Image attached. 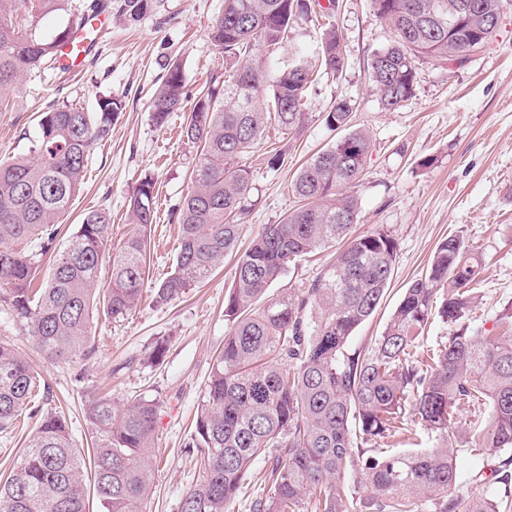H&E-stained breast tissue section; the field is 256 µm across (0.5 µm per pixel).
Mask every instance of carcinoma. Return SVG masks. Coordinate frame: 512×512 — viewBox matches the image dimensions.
<instances>
[{
  "instance_id": "carcinoma-1",
  "label": "carcinoma",
  "mask_w": 512,
  "mask_h": 512,
  "mask_svg": "<svg viewBox=\"0 0 512 512\" xmlns=\"http://www.w3.org/2000/svg\"><path fill=\"white\" fill-rule=\"evenodd\" d=\"M465 0H372L394 29V40L371 58L370 77L382 107L392 110L412 95L418 58L447 61L473 42L483 47L497 24L464 14L448 28V9ZM157 0H119L118 17L136 22ZM320 10L328 19L319 60L340 75L345 56L333 24L338 0ZM69 0H0V112L11 108L21 74L59 61L72 43L70 23L44 37L20 14L41 19L68 9ZM309 0H224L210 38L224 52V73L210 77L184 118L183 136L197 146L192 187L174 217L179 224L173 271L155 285L152 301L167 305L205 282L231 254L232 287L224 301V347L215 356L198 408L191 447L202 478L186 493L180 512H229L254 461L276 452L271 495L250 502V512H459L454 460L512 452V336L473 330L475 285L482 261L464 238L436 247L424 276L405 289L381 334L351 347L352 337L383 299L392 278L397 241L387 229L354 236L370 136L351 126L347 100L324 117L344 134L301 166L291 182L300 205L267 224L245 250L238 248L252 190L241 157L267 127L295 137L305 112L312 72L300 58L267 77L264 54L289 38ZM165 73L150 102L156 126L185 109L181 62ZM267 97L257 104L256 94ZM121 100L102 95L97 110L58 105L39 114L29 154L0 161V296L36 347L51 360L86 354L94 315L119 322L143 300L148 240L155 214V182L140 181L127 203L133 232L108 247L111 214L84 215L52 259L45 287L34 282L55 225L80 192L91 144L111 131ZM40 240V253L16 248ZM336 248L325 272L304 288L270 286L308 254ZM109 261L108 284L100 281ZM455 326L432 349L420 345L428 323ZM40 380L30 363L0 343V429L6 431L37 397ZM467 410L464 428L458 413ZM85 414L95 442L77 448L65 418L47 412L5 479L3 512H87L85 472L107 512H144L153 484L149 454L158 419L155 402L139 398L122 408L98 397ZM415 421L411 430L405 419ZM406 431L427 437L429 448H390ZM508 493L484 490L464 512H501Z\"/></svg>"
}]
</instances>
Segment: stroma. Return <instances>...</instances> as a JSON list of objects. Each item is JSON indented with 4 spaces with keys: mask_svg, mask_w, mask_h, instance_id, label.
<instances>
[{
    "mask_svg": "<svg viewBox=\"0 0 512 512\" xmlns=\"http://www.w3.org/2000/svg\"><path fill=\"white\" fill-rule=\"evenodd\" d=\"M224 0H159L154 12L135 23H121L105 11L87 25L94 44L75 70L62 66L24 73L13 110L0 112V160L26 153L38 131V115L52 104L95 111L98 95L122 99L126 107L112 121L110 136L89 153L85 183L62 216L53 250L64 247L83 215L96 208L112 213V241L120 243L133 226L126 203L139 181H156V221L150 234L146 287L171 272L178 225L171 215L190 187L196 161L192 143L181 135V117L156 126L147 108L167 59L179 60L188 91L224 70V56L209 37ZM336 24L343 39L342 75L318 74L308 91L309 121L296 140L269 130L243 162L252 176L251 210L244 217L241 246L264 225L278 223L296 208L289 184L298 168L335 143L341 133L323 117L342 100H353V126L369 131L371 149L357 188L360 235L384 227L399 243L393 277L376 314L356 332L361 346L380 335L405 288L425 273L436 246L460 235L483 260L475 329H492L512 303V7L502 13L484 48L464 62L418 59L413 94L395 110L382 108L369 79L373 54L394 34L372 0H340ZM318 21L303 20L290 44L268 59L269 75L290 64L295 54L316 62ZM433 157L430 168L420 161ZM235 259L181 299L157 306L151 299L124 320L94 319L92 350L68 362L46 358L31 342L10 305L0 300V343L12 346L33 365L45 385L41 410L63 413L81 450L91 448L85 405L99 394L114 406L144 397L156 402L154 487L147 512H179L184 495L200 478L188 442L216 354L224 345V299L232 284ZM160 361H151L157 345ZM502 457L477 460L459 452L458 493L480 494L492 481Z\"/></svg>",
    "mask_w": 512,
    "mask_h": 512,
    "instance_id": "1",
    "label": "stroma"
}]
</instances>
